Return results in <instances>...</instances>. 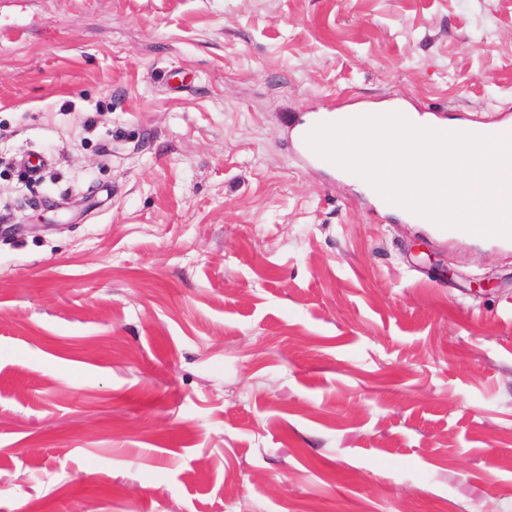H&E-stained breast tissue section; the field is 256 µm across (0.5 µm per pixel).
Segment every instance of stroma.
I'll return each instance as SVG.
<instances>
[{
	"instance_id": "obj_1",
	"label": "stroma",
	"mask_w": 512,
	"mask_h": 512,
	"mask_svg": "<svg viewBox=\"0 0 512 512\" xmlns=\"http://www.w3.org/2000/svg\"><path fill=\"white\" fill-rule=\"evenodd\" d=\"M335 102L512 121V0H0V512H512V251ZM383 112L382 110H371V111H362V110H348L343 112H336V108H332L327 110L326 112H318V114L309 117L305 122L301 124L298 129L297 136L300 142V148L302 154L312 160L322 165L323 159L316 155L307 145L305 141V136L307 133L318 123L322 122H337L345 119H349L352 117L367 115V114H380ZM323 166V165H322Z\"/></svg>"
}]
</instances>
